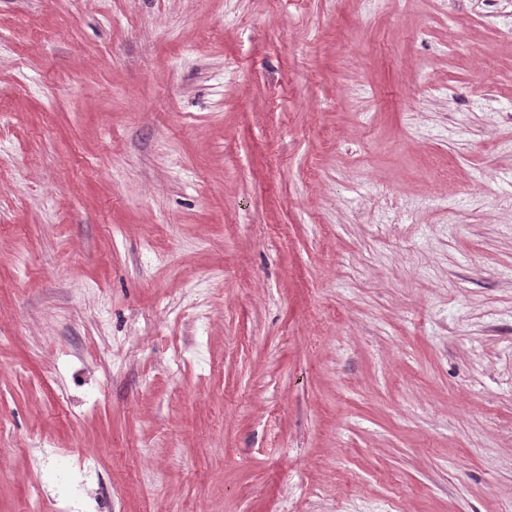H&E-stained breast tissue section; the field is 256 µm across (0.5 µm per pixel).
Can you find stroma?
<instances>
[{"label":"stroma","instance_id":"obj_1","mask_svg":"<svg viewBox=\"0 0 512 512\" xmlns=\"http://www.w3.org/2000/svg\"><path fill=\"white\" fill-rule=\"evenodd\" d=\"M512 512V0H0V512Z\"/></svg>","mask_w":512,"mask_h":512}]
</instances>
